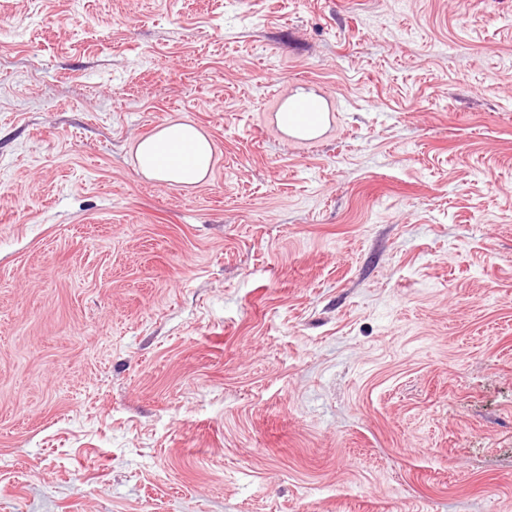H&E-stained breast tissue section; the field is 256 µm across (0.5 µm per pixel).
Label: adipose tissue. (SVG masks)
Returning <instances> with one entry per match:
<instances>
[{"label":"adipose tissue","instance_id":"obj_1","mask_svg":"<svg viewBox=\"0 0 512 512\" xmlns=\"http://www.w3.org/2000/svg\"><path fill=\"white\" fill-rule=\"evenodd\" d=\"M214 149L195 125L171 122L136 146L140 174L167 184L192 186L206 181L212 173Z\"/></svg>","mask_w":512,"mask_h":512}]
</instances>
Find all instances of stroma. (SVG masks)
<instances>
[{
  "label": "stroma",
  "instance_id": "35a3bbf8",
  "mask_svg": "<svg viewBox=\"0 0 512 512\" xmlns=\"http://www.w3.org/2000/svg\"><path fill=\"white\" fill-rule=\"evenodd\" d=\"M0 512H512V0H0ZM214 149L195 125L170 122L136 146L140 174L167 184L192 186L206 181L212 173Z\"/></svg>",
  "mask_w": 512,
  "mask_h": 512
}]
</instances>
